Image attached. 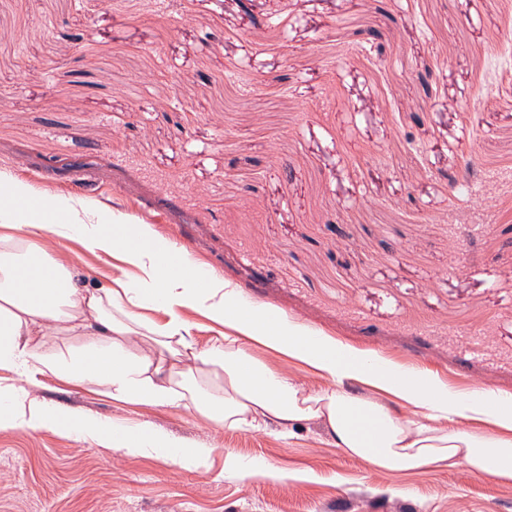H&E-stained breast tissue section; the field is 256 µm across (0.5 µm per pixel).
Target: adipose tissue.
I'll list each match as a JSON object with an SVG mask.
<instances>
[{
    "label": "adipose tissue",
    "instance_id": "adipose-tissue-1",
    "mask_svg": "<svg viewBox=\"0 0 512 512\" xmlns=\"http://www.w3.org/2000/svg\"><path fill=\"white\" fill-rule=\"evenodd\" d=\"M41 192L0 173V433L52 431L127 456L152 455L185 470L205 467L208 451L149 425L115 438L111 420L33 396L27 383L52 376L92 385L114 400L175 405L198 383L216 392L197 413L231 428L274 426L284 437L316 422L336 447L381 474L467 465L512 484V396L479 386L461 394L444 380L369 354L271 315L237 288L128 215L103 223L79 200ZM65 214L67 223L56 222ZM120 255L126 272L108 288H81L73 266L51 256L41 235ZM199 311L220 336L200 342L185 311ZM79 347L47 350L49 335ZM299 362L327 378L314 389L259 362L251 346ZM362 385L364 395L345 390ZM402 403L393 411L387 398Z\"/></svg>",
    "mask_w": 512,
    "mask_h": 512
}]
</instances>
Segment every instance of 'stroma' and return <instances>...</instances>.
<instances>
[{
  "label": "stroma",
  "instance_id": "stroma-1",
  "mask_svg": "<svg viewBox=\"0 0 512 512\" xmlns=\"http://www.w3.org/2000/svg\"><path fill=\"white\" fill-rule=\"evenodd\" d=\"M0 170L136 216L307 329L512 395V0H0ZM462 177L493 210L452 191ZM46 247L80 287L109 286L116 258ZM33 392L208 463L0 433V512H512V485L464 465L375 473L313 423L283 440L188 401ZM228 449L287 477H225Z\"/></svg>",
  "mask_w": 512,
  "mask_h": 512
}]
</instances>
